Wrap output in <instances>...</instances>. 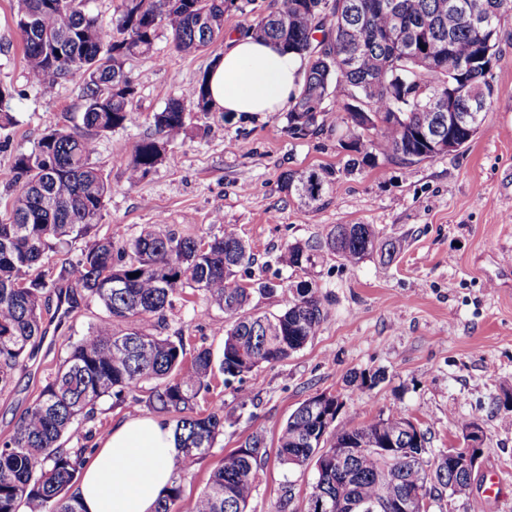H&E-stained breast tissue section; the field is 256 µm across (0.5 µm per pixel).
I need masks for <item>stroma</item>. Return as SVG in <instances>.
<instances>
[{"label": "stroma", "instance_id": "stroma-1", "mask_svg": "<svg viewBox=\"0 0 512 512\" xmlns=\"http://www.w3.org/2000/svg\"><path fill=\"white\" fill-rule=\"evenodd\" d=\"M277 0H234L224 13V33L203 50L177 49L168 28L157 31L152 52L129 60L125 73L136 93L137 123L112 130L97 141L95 162L111 185L90 237H112L122 245L151 224L176 234L206 238L232 227L250 245L255 262L238 278L251 285L249 308L276 313L287 307L290 284L311 280L329 300L316 335L288 359L264 365L243 385L252 404L240 407L235 386L215 375L200 393L197 409L223 410L231 422L206 458L183 482L178 512H190L211 472L249 435L262 433L267 457L247 512H306L316 481L314 467L286 469L276 458L279 430L291 413L318 393L340 395L344 406L336 428L359 425L381 414L401 412L426 431L430 453L458 445L464 424L478 422L485 434L483 456L468 496L451 499L443 512H466V501L484 491L487 475L501 478L497 497L483 512H512V411L501 408L512 392V16L499 32L493 67L502 87L478 133L459 151L421 163L382 161L345 171L346 129H326L303 138L288 131L286 112L239 118L189 109L187 134L166 149L162 160L137 184L126 163L144 137L154 135L153 116L168 101L206 75L227 45L228 35L247 32ZM17 0H0V83L12 86L9 103L17 122L0 130V212L18 186L14 157L31 151L52 124L78 123L79 79L61 81L45 95L27 79ZM331 167L336 180L313 207H301L283 177ZM335 224H373L381 238L403 241L401 253L384 262L370 255L344 263L321 253L303 274L276 264L288 244L325 236ZM84 240L49 252L45 268L61 281L71 300L67 318L58 315L57 289L45 288L46 335L33 357L0 392V439L51 379L72 343L100 322L103 311L62 272L78 258ZM275 285L271 294L261 284ZM224 313L201 290L185 288L164 322L144 330L182 337L187 352L205 347L221 354ZM356 372L383 373L371 388L349 387ZM138 405L113 406L103 398L92 420L82 422L72 446L97 450L113 425L143 415ZM289 508H282L284 497Z\"/></svg>", "mask_w": 512, "mask_h": 512}]
</instances>
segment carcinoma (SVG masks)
<instances>
[{"instance_id": "obj_1", "label": "carcinoma", "mask_w": 512, "mask_h": 512, "mask_svg": "<svg viewBox=\"0 0 512 512\" xmlns=\"http://www.w3.org/2000/svg\"><path fill=\"white\" fill-rule=\"evenodd\" d=\"M332 3L325 28L321 9L309 3ZM375 0H279L276 10L250 25L259 38L271 39L288 51L312 56L316 35L322 43L349 45L356 57L344 66L309 61L298 96L288 112V131L305 137L326 127L349 130L363 139L362 157L347 161L352 171L374 165L378 158L405 164L431 160L439 153L420 138L423 131L448 134L434 99L458 84V69L476 54L475 37L449 0H394L404 23L422 32L423 48L414 55L395 52L385 42L393 16L368 8ZM495 17L509 10L512 0H478ZM227 0H122L120 15L103 25L88 9V0H18L16 25L30 82L45 91L63 79L81 81V123L51 125L30 152L14 157L13 169L23 178L8 218L0 221V390L9 385L32 350L45 336L41 291L46 287V253L61 243L87 236L110 193V184L94 162L97 140L115 128L136 122L132 110L135 89L128 81L127 60L153 50L157 30L167 27L177 49L190 52L210 45L224 30ZM467 89L480 87L490 100L500 93L493 74L482 66L464 76ZM365 102L374 124L368 133L360 115L348 109L342 90ZM336 94V109L325 106ZM14 89L0 83V129L16 123L1 106ZM211 110L206 80L171 99L154 115L158 136L135 145L127 163L128 179H143L162 159L166 145L186 132V105ZM402 120H392L394 113ZM335 171L320 167L284 177V186L310 206L329 192ZM323 247L346 263L355 264L380 252L389 261L401 252L397 238L380 240L373 224H335ZM319 247L295 242L279 262L305 272L316 264ZM254 262L246 242L224 229L207 242L180 237L153 224L117 248L112 237L85 244L72 273L105 317L71 346L52 379L18 422L13 435L0 441V512H82L76 487L86 449L66 447L75 424L90 419L98 402L114 397L174 418L179 457L171 483L162 491L156 512H176L182 497V477L192 471L224 433V415L196 411L201 391L215 376L213 355L199 349L187 355L182 340L144 332L139 327L115 331L112 324L129 319L165 320L184 288H198L224 311L219 372L224 384L243 382L255 368L287 359L312 339L326 317L328 299L310 281L290 286L292 300L278 314L256 315L246 310L250 288L237 274ZM139 273L131 278L129 274ZM151 387H146V384ZM144 396L138 397L136 393ZM336 409V399L315 395L288 417L278 437L277 458L289 468L312 463L322 433V417ZM408 418L399 412L380 414L368 423L327 434L323 444L357 441L365 435L398 438L399 454L365 452L352 458L345 474L336 468L316 470L322 489L321 512H350L353 500L388 503L420 490L433 500L458 483H472L474 474L448 457L430 454L423 431H402ZM264 437L256 434L224 457L197 496L192 512H246L257 488Z\"/></svg>"}]
</instances>
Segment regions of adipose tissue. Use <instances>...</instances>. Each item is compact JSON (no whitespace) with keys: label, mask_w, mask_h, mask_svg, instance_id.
Returning a JSON list of instances; mask_svg holds the SVG:
<instances>
[{"label":"adipose tissue","mask_w":512,"mask_h":512,"mask_svg":"<svg viewBox=\"0 0 512 512\" xmlns=\"http://www.w3.org/2000/svg\"><path fill=\"white\" fill-rule=\"evenodd\" d=\"M307 61L274 42L245 34L232 40L207 75L219 112L283 110L299 89ZM178 455L172 425L152 417L115 424L83 469L77 495L84 512H154Z\"/></svg>","instance_id":"adipose-tissue-1"}]
</instances>
